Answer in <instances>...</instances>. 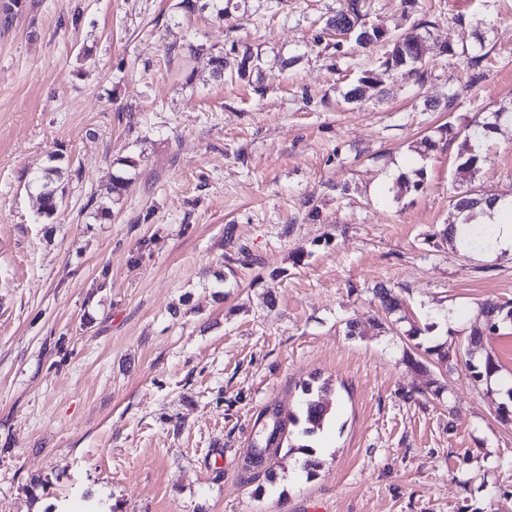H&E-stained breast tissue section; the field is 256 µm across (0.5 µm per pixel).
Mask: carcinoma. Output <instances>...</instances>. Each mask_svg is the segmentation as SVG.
I'll list each match as a JSON object with an SVG mask.
<instances>
[{
	"label": "carcinoma",
	"mask_w": 512,
	"mask_h": 512,
	"mask_svg": "<svg viewBox=\"0 0 512 512\" xmlns=\"http://www.w3.org/2000/svg\"><path fill=\"white\" fill-rule=\"evenodd\" d=\"M178 8L185 12L209 9L216 18L220 20L224 18V0H181L178 3ZM366 16L365 0H347L346 5L326 21V26L329 28L343 27L344 31L349 33L348 39L352 40L356 49L361 52H367L377 46L385 48L384 61L381 64L382 70L363 72L357 85L346 93L345 99L349 102L362 101L365 92L378 88L382 83V76L386 74H399L418 86L423 85L427 71L424 69L422 59L423 36L419 29L428 27L429 22L421 21L414 26L412 31L396 35L379 26L367 25ZM256 61H261V58L254 57L248 48L233 57L222 53L212 54L209 57L214 74L222 76L227 73L239 79L250 75L252 65ZM505 116H507L505 108L491 113V120L477 124L471 133L466 135V140H471L479 133L483 135V138H488L498 129L499 122ZM460 159H462L461 166L468 169L475 168L486 161V157L469 144L465 145L460 153ZM58 176H60L58 167H49L38 176V188L42 196V213L48 218L58 212L62 203V199L57 194V188L54 187L55 178ZM482 202L481 198L465 194L455 200L453 208L459 213H472ZM376 296L387 315L397 316L399 322L405 321V317L401 316L403 304L393 289L381 285L376 288ZM482 314L485 317L486 329L490 334H495L508 325L512 326V302L485 308L482 310ZM482 346V333L473 331L470 333L467 344L457 350V353L464 356L465 364L471 372L472 379L476 382H488L499 372V365L489 355L485 356L480 363H475V357ZM302 392L305 402V417L302 420L292 413H283L282 407L277 404L264 410L263 415L270 420V426L265 431L259 432L258 438L247 449L243 459L244 470H258L264 467L270 458L284 447L302 451V454L305 455L303 466L308 471L311 472L316 467L311 459L314 452L313 447L301 444L299 440L311 437L323 428L329 408L322 396H313L312 384H306ZM301 422L304 423L301 429L295 432L287 429V426L296 427Z\"/></svg>",
	"instance_id": "obj_1"
}]
</instances>
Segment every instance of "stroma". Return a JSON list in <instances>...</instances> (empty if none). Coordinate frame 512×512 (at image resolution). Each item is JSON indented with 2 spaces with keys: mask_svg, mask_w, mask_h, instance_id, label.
Here are the masks:
<instances>
[{
  "mask_svg": "<svg viewBox=\"0 0 512 512\" xmlns=\"http://www.w3.org/2000/svg\"><path fill=\"white\" fill-rule=\"evenodd\" d=\"M176 2L0 0V512H512L503 387L403 361L410 322L455 349L512 301V254L440 235L456 196H512V124L459 158L512 105V0H371L393 33L429 21L428 77L359 104L383 51L329 34L344 0ZM187 43L262 62L217 77ZM54 153L48 219L27 184ZM405 159L420 189L389 181ZM380 283L409 322L373 329ZM307 382L331 390L318 468L243 470L258 415L300 412ZM507 109H499L496 112L491 113V118L493 121H486L482 123H478L472 130L471 133L468 132L465 140L468 141L460 153L459 158L463 160L461 163L462 167L471 169L477 168L478 165L483 164L486 161V156H483L481 152L477 151L473 146L470 145V140L472 137L476 136L479 132V129H482L483 138H489L490 134L498 129L499 122L503 117H507Z\"/></svg>",
  "mask_w": 512,
  "mask_h": 512,
  "instance_id": "stroma-1",
  "label": "stroma"
}]
</instances>
